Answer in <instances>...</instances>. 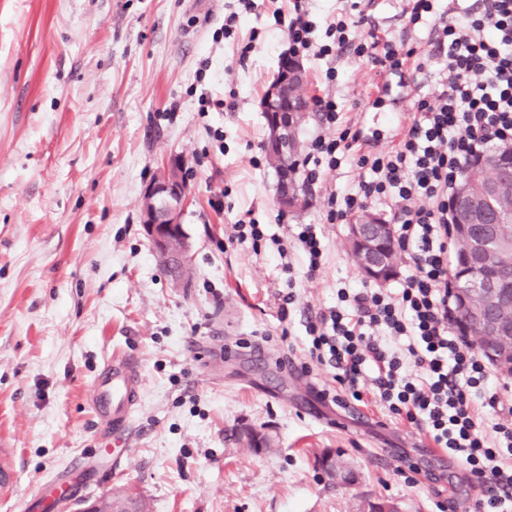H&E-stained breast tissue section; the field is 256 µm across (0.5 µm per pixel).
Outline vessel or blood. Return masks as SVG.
<instances>
[{
  "label": "vessel or blood",
  "instance_id": "vessel-or-blood-1",
  "mask_svg": "<svg viewBox=\"0 0 512 512\" xmlns=\"http://www.w3.org/2000/svg\"><path fill=\"white\" fill-rule=\"evenodd\" d=\"M144 392L138 364L123 355H114L92 384L90 406L107 432L128 431Z\"/></svg>",
  "mask_w": 512,
  "mask_h": 512
}]
</instances>
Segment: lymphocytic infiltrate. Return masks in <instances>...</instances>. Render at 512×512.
<instances>
[{
	"mask_svg": "<svg viewBox=\"0 0 512 512\" xmlns=\"http://www.w3.org/2000/svg\"><path fill=\"white\" fill-rule=\"evenodd\" d=\"M412 27L428 26L422 47L408 40L356 39L358 0H348L328 23L327 43H317L305 0H294L285 21L291 57L327 63L336 81L343 56L370 60L404 76L417 53L445 58L434 99L415 101V116L390 152L358 157L369 172L356 187L330 191L326 221L344 222L369 203L393 215L407 273L397 291L341 288L338 303L308 318L311 362L329 365L339 384L322 399L341 408L372 394L389 417L424 430L431 447L459 461L480 489L471 512H512V384L500 381L483 355L453 321L450 258L455 250L451 204L469 160L512 142V0H482L465 19L450 24L436 15V0H405ZM323 128L311 141L304 181L318 183L321 167L337 169L359 142L363 128L343 124L335 96L319 99ZM315 275L323 264L322 237L313 224L297 225L291 245Z\"/></svg>",
	"mask_w": 512,
	"mask_h": 512,
	"instance_id": "1",
	"label": "lymphocytic infiltrate"
}]
</instances>
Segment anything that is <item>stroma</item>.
<instances>
[{
    "instance_id": "35a3bbf8",
    "label": "stroma",
    "mask_w": 512,
    "mask_h": 512,
    "mask_svg": "<svg viewBox=\"0 0 512 512\" xmlns=\"http://www.w3.org/2000/svg\"><path fill=\"white\" fill-rule=\"evenodd\" d=\"M290 0H257L234 38L224 17L238 0H0V448L19 480L0 512H26L46 481L64 475L59 512L117 491L150 512H466L478 489L456 460H435L424 434L322 402L333 371L307 361L305 317L361 287L347 227L324 221L332 189L357 184L346 159L307 191L301 219L319 225L324 264L308 277L300 253L286 272L267 251L229 243L231 224L252 215L282 235L278 177L262 144L260 102L285 56L275 14ZM358 37L411 42L402 0H372ZM259 32L256 49L237 48ZM443 59L412 71L393 111L412 121V100L434 96ZM307 94L332 93L345 120L373 128L369 102L380 80L365 59L344 58L335 86L325 63L306 59ZM235 109H227L228 101ZM223 130L216 141L214 130ZM178 158L189 188L182 222L192 241L190 283L176 287L157 264L139 208L145 186ZM295 305L281 318L280 291ZM139 360L145 390L125 445L105 437L88 405L112 355ZM268 434L250 449L240 428ZM356 480H328L325 454ZM124 457L113 468V455ZM437 483L411 487L401 455ZM79 456L90 470L69 469Z\"/></svg>"
}]
</instances>
